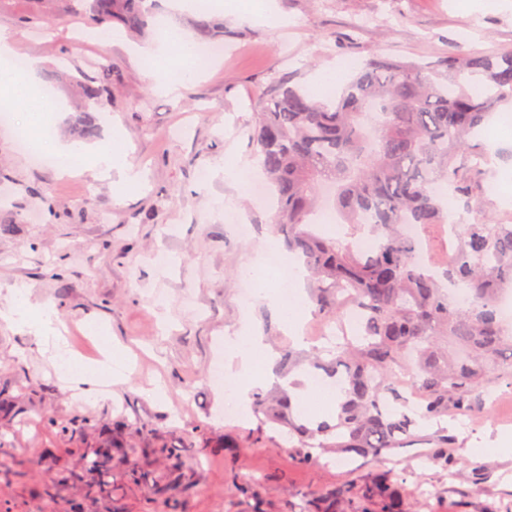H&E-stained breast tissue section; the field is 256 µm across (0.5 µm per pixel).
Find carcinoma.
I'll return each instance as SVG.
<instances>
[{
    "label": "carcinoma",
    "mask_w": 512,
    "mask_h": 512,
    "mask_svg": "<svg viewBox=\"0 0 512 512\" xmlns=\"http://www.w3.org/2000/svg\"><path fill=\"white\" fill-rule=\"evenodd\" d=\"M98 25L120 22L136 33L158 35L142 0H81ZM85 104H98L112 88V67L78 81ZM512 103V48L491 52L450 49L421 62L391 55L364 61L333 103H320L292 85L289 76L270 81L260 93V112L251 130L275 221L288 227V249L303 258L316 278L323 313L346 307L361 311L356 336L336 346V356L318 366L328 376L346 372L344 400L336 419V447L380 452L398 446L418 421L448 410L469 412L473 391L500 380L505 349L499 293L512 288V223L482 211L484 169L489 149L478 140L488 113ZM74 134L99 136L91 109L79 112ZM349 224L346 240L314 232L313 216L323 186ZM474 216L453 224L445 268L432 270L419 257L405 224H447L448 198ZM448 334L465 350L459 362H425L415 383L424 394L418 407L386 414L381 401L387 381L406 352L427 353L434 336ZM47 427L82 451L84 470L63 460L54 464L40 497L52 499L76 484L83 500L102 501L106 512H125L112 483L113 453L124 448L113 431L95 433L93 420L76 416ZM290 425L301 441L327 435ZM96 441H90L92 434ZM127 482L147 486L145 512H185L173 487L148 482L137 469ZM349 485L331 493L344 498L345 512H361L359 500L397 506L383 478L361 492Z\"/></svg>",
    "instance_id": "cac0c4a2"
}]
</instances>
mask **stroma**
I'll return each instance as SVG.
<instances>
[{"label": "stroma", "instance_id": "1", "mask_svg": "<svg viewBox=\"0 0 512 512\" xmlns=\"http://www.w3.org/2000/svg\"><path fill=\"white\" fill-rule=\"evenodd\" d=\"M241 1L260 2L224 0V9H212L227 32L224 52L174 100L134 56L143 38L127 33L100 43L90 19L67 13L64 0H0V28L17 33L16 55L65 99L75 79L111 66L114 91L99 105V138L111 140L112 127H120L128 160L142 173L136 189L115 199L108 181L60 175L17 150L27 113L0 125V308L20 289L70 330L69 351L53 360L27 326L0 323V392L31 406L20 420L0 421V460L23 471L0 483V512H35L55 460L82 470L81 453L43 424L77 414L123 428L128 450L116 457L112 477L127 512L144 510L141 488L125 482L128 470L182 484L167 457L142 455L140 444L152 441L176 447L194 467L189 512H252L257 502L265 512H344L345 502L327 493L378 476L404 512H512V459L488 453L499 432L512 433V380L480 388L472 414L419 424L400 447L362 456L305 447L252 408L227 416L224 391L206 382L215 358L227 353L225 337L255 334L274 355L276 376L293 379V418L312 429L334 422L304 390L316 374L309 359L332 346L321 337L325 317L311 309L299 345L255 298L250 270L272 242L281 260L291 258L288 232L275 224L269 200L219 171L235 156L257 159L249 132L258 92L279 73L305 89L329 63L353 70L379 53L431 61L452 44L512 47V9L478 12L467 0H277L279 19L260 24L232 13ZM172 128L181 136L168 137ZM484 140L493 147L485 206L508 221L512 140ZM203 169L210 172L204 182ZM34 188L43 199L31 197ZM230 211L252 225L250 236L236 234ZM101 339L114 348L112 364L123 367L125 380L106 397L78 395L62 374L95 363ZM158 385L164 397H154ZM192 426L201 427L204 447H184L181 434ZM443 442L457 459L448 469L434 461Z\"/></svg>", "mask_w": 512, "mask_h": 512}]
</instances>
